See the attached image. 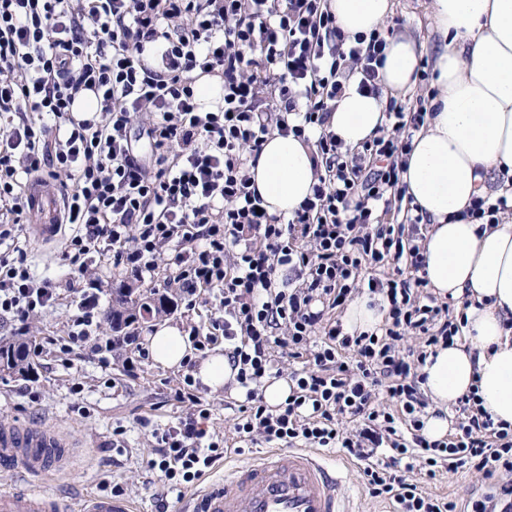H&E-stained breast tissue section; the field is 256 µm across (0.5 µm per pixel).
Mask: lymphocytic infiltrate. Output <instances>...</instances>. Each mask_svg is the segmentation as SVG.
I'll return each mask as SVG.
<instances>
[{"mask_svg": "<svg viewBox=\"0 0 512 512\" xmlns=\"http://www.w3.org/2000/svg\"><path fill=\"white\" fill-rule=\"evenodd\" d=\"M386 47L377 31L347 45L327 0H0V320L11 336L26 335L30 316L68 288L79 300L61 350L97 347L101 290L89 269L106 263L143 281L165 248L164 282L178 285L187 308L200 292L219 293L223 316L189 334L200 352L221 337L233 344L246 390L233 425L240 443L341 449L359 462L369 495L396 512H452L407 479L414 466L431 479L442 468L512 472V429L494 424L477 394L457 400L455 435H424L428 403L400 353L408 333L422 335L417 361L425 362L428 347L460 331L448 306L418 301L424 257L404 231L424 216L382 220L405 195L402 157L426 107L389 99V127L353 151L326 129L351 77L360 91L382 95ZM203 74L223 83L218 111L196 102ZM85 91L96 110L74 111ZM135 126L146 153L130 138ZM275 133L314 145L318 182L289 218L261 211L248 175ZM34 176L66 200L64 280L37 278L19 241ZM404 258L413 278H360L365 264ZM282 266L290 275L281 281ZM363 288L388 300L381 332L349 335L325 320L324 306ZM277 347L308 365L290 372L291 394L271 407L258 386ZM175 398L192 410L153 428L148 462L172 492L224 456L192 375ZM400 415L410 438L398 434Z\"/></svg>", "mask_w": 512, "mask_h": 512, "instance_id": "1", "label": "lymphocytic infiltrate"}]
</instances>
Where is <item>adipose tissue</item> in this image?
I'll list each match as a JSON object with an SVG mask.
<instances>
[{
	"label": "adipose tissue",
	"mask_w": 512,
	"mask_h": 512,
	"mask_svg": "<svg viewBox=\"0 0 512 512\" xmlns=\"http://www.w3.org/2000/svg\"><path fill=\"white\" fill-rule=\"evenodd\" d=\"M347 42L382 29L392 0H329ZM430 17L441 40L434 62L437 93L425 128L414 135L401 175L406 195L431 218L423 240L425 277L442 297L463 302V337L431 348L421 368V389L432 407L424 433L444 439L448 409L477 391L494 423L512 426V225L464 219L476 198L496 200L492 176H512V0H432ZM419 54L406 35L389 42L384 85L399 92L417 81ZM350 81L336 101L328 131L354 150L387 122L386 100L361 94ZM249 174L268 213L289 217L315 182L312 148L288 135L268 136ZM389 308L380 294L356 296L341 322L353 334L379 330ZM155 366L181 367L194 353L174 325L147 338ZM193 376L216 393L235 385L228 356L213 351Z\"/></svg>",
	"instance_id": "1"
}]
</instances>
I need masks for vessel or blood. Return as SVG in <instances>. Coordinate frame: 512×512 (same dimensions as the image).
I'll return each instance as SVG.
<instances>
[{
    "instance_id": "obj_1",
    "label": "vessel or blood",
    "mask_w": 512,
    "mask_h": 512,
    "mask_svg": "<svg viewBox=\"0 0 512 512\" xmlns=\"http://www.w3.org/2000/svg\"><path fill=\"white\" fill-rule=\"evenodd\" d=\"M30 232L43 242L56 240L62 222L59 193L42 179L26 191ZM69 440L57 429L0 421V470L32 481L62 471ZM346 478L335 465L297 450L268 454L234 467L185 497L182 512H355L344 490ZM0 512H133L129 501L105 495L87 497L80 507L40 490L0 493Z\"/></svg>"
}]
</instances>
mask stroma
I'll list each match as a JSON object with an SVG mask.
<instances>
[{"label":"stroma","instance_id":"35a3bbf8","mask_svg":"<svg viewBox=\"0 0 512 512\" xmlns=\"http://www.w3.org/2000/svg\"><path fill=\"white\" fill-rule=\"evenodd\" d=\"M430 0H395V10L385 27L386 34L411 36L422 52L423 64H430L439 48V37L430 25ZM175 306L171 313L159 316L157 322H145L139 338L153 332L155 323H171L181 329L208 324L218 314L215 292L200 295L194 309L182 305L178 285L166 288ZM72 309L69 300L30 320L28 340L39 345L34 357L35 376H0V421H20L45 427L60 428L75 443L64 472L45 476L41 484L54 496L80 506L95 493L111 494L113 486H121L124 499L134 504L137 512H155L156 493L162 492L160 471L149 469L147 461L154 453V440L143 419L172 425L186 416L189 404L174 401L173 394L182 374L176 370L153 367L150 359L130 362L129 348L112 351L110 365L101 368L91 349L61 353L67 338V325ZM40 393L31 399L30 390ZM212 408L211 429L223 434L229 453L217 463L213 474H223L236 464L251 461L267 447L258 444L236 454L238 445L233 424L243 396L230 392L207 394ZM122 428L121 436H113V428ZM327 462L346 467L349 491L356 494L360 512H394L392 501L369 496L358 474V464L344 453L327 450ZM427 493L453 502L455 512H470L474 501L494 492V480L484 478L468 468L443 472L428 479L420 470L408 474Z\"/></svg>","mask_w":512,"mask_h":512}]
</instances>
